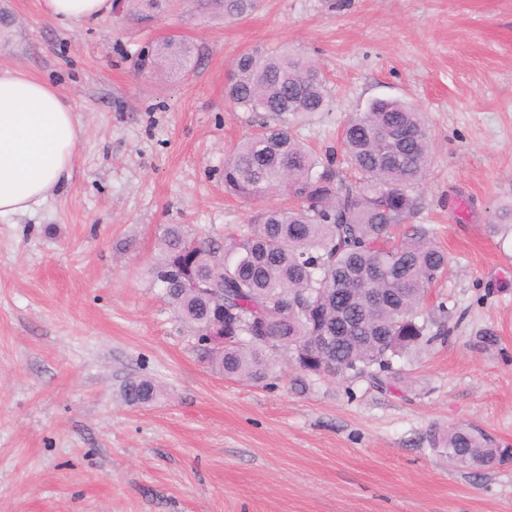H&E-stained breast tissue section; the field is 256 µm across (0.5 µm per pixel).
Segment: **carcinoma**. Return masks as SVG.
I'll return each instance as SVG.
<instances>
[{"label":"carcinoma","instance_id":"cac0c4a2","mask_svg":"<svg viewBox=\"0 0 512 512\" xmlns=\"http://www.w3.org/2000/svg\"><path fill=\"white\" fill-rule=\"evenodd\" d=\"M256 0H196V8L224 18L251 12ZM192 45L166 38L141 56L143 68L185 72ZM245 112L279 116L321 112L327 79L309 60L290 52L241 54L225 89ZM238 143L224 161V187L240 198L280 190L296 199L265 208L245 229L224 236L220 248L168 224L160 257L148 268L174 313L193 326L201 358L226 378L263 382L282 349L305 377L320 367L379 391L394 387L405 368L450 330L428 319L423 303L448 269V253L423 224H407L413 190L430 164L432 137L423 113L398 98H378L345 124L340 145L353 173L346 180L334 156L318 157L281 124ZM493 232L512 229V206L494 215ZM148 379L125 389L132 404L157 401ZM459 465L490 467L501 457L480 430L456 426L430 435Z\"/></svg>","mask_w":512,"mask_h":512}]
</instances>
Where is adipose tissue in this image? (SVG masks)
Masks as SVG:
<instances>
[{
  "label": "adipose tissue",
  "mask_w": 512,
  "mask_h": 512,
  "mask_svg": "<svg viewBox=\"0 0 512 512\" xmlns=\"http://www.w3.org/2000/svg\"><path fill=\"white\" fill-rule=\"evenodd\" d=\"M50 19H97L110 0H43ZM80 125L50 83L19 69L0 70V218L33 211L72 176Z\"/></svg>",
  "instance_id": "ef3b65f1"
}]
</instances>
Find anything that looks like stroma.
Returning a JSON list of instances; mask_svg holds the SVG:
<instances>
[{
	"label": "stroma",
	"instance_id": "obj_1",
	"mask_svg": "<svg viewBox=\"0 0 512 512\" xmlns=\"http://www.w3.org/2000/svg\"><path fill=\"white\" fill-rule=\"evenodd\" d=\"M0 69L48 80L81 127L70 181L0 219V512H512V462L467 469L428 434L468 424L512 448V0H259L226 22L190 0H131L62 25L40 0H0ZM189 41L182 78L139 70ZM294 50L328 77L324 111L283 120L319 154L352 113L407 99L434 140L411 223L450 257L427 306L453 333L406 383L317 378L286 353L263 383L199 359L147 269L164 225L223 243L273 193L224 189V160L257 114L227 103L229 67ZM149 379L163 395L132 405ZM161 395L159 386L148 379L133 381L125 389V397L132 404H150L156 402Z\"/></svg>",
	"mask_w": 512,
	"mask_h": 512
}]
</instances>
